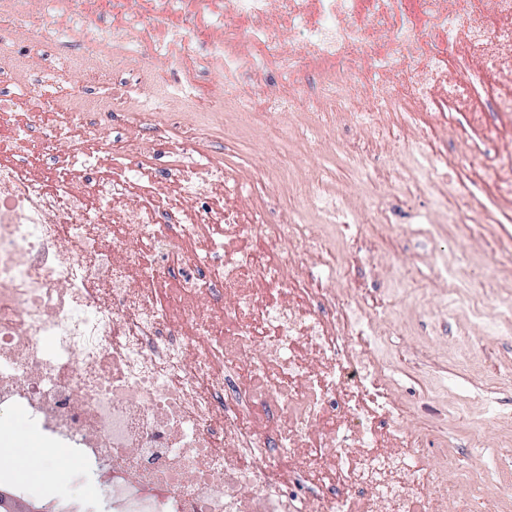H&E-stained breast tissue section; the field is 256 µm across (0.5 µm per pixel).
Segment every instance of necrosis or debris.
I'll use <instances>...</instances> for the list:
<instances>
[{
  "label": "necrosis or debris",
  "mask_w": 512,
  "mask_h": 512,
  "mask_svg": "<svg viewBox=\"0 0 512 512\" xmlns=\"http://www.w3.org/2000/svg\"><path fill=\"white\" fill-rule=\"evenodd\" d=\"M451 112L431 174L476 158L511 206L512 0H0V407L94 486L80 512H431L484 480L403 426L337 288L365 284L347 192L286 157L297 116ZM219 134L282 159L227 167Z\"/></svg>",
  "instance_id": "1"
}]
</instances>
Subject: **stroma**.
Instances as JSON below:
<instances>
[{"label":"stroma","mask_w":512,"mask_h":512,"mask_svg":"<svg viewBox=\"0 0 512 512\" xmlns=\"http://www.w3.org/2000/svg\"><path fill=\"white\" fill-rule=\"evenodd\" d=\"M358 134L353 125L338 128L332 144L319 145L315 154L300 157L298 166L304 169L316 163L330 184L350 188L363 231L376 245L365 269L367 286L385 289L387 296L408 306L405 323L387 315L377 320L382 334L377 355L393 377L395 398L410 408L404 425L411 430L428 429L438 440L447 439L449 453L470 468L479 470L491 464L501 479L512 480V388L491 387L497 375L512 374V331L497 323L496 289L485 288L482 307L492 326L481 335H472L471 316L453 310L452 297L438 276L443 263L455 262L464 254L480 266L500 269L501 282L512 281V209L488 202V186L478 184L474 191L487 205L475 213L474 223L448 222L442 192L420 200L435 234L406 235L397 225L373 223L363 199L365 186L358 183L355 169L342 161L336 149L337 143ZM411 138V132L400 127L394 136L365 144L370 164L400 169L408 188L425 176L422 163L407 160L400 152L401 144ZM400 279L411 284L410 292L394 289V281ZM442 324L448 327L447 335H433V327ZM466 399L472 402L470 415L451 416L453 404ZM16 418V413L0 410V432L13 435L10 448L0 447V456L21 452L35 459L33 472L15 474V482L38 497L57 498L59 512H68L69 502L59 498L62 486L39 458L44 443L38 431H15ZM432 507L434 512L502 510L499 488L492 482H453L450 494L435 495Z\"/></svg>","instance_id":"obj_1"}]
</instances>
